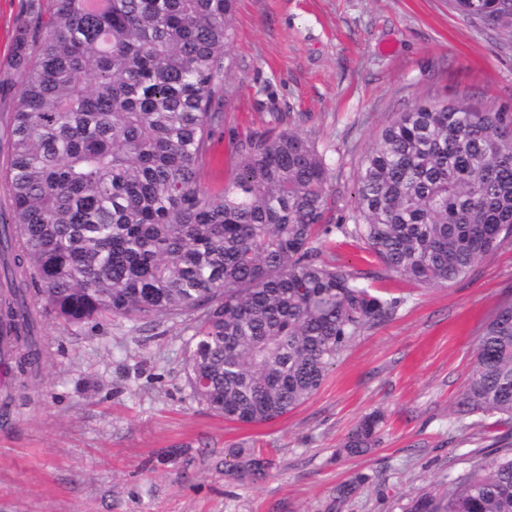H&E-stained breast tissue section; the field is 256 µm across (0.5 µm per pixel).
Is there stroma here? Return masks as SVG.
<instances>
[{"label":"stroma","mask_w":512,"mask_h":512,"mask_svg":"<svg viewBox=\"0 0 512 512\" xmlns=\"http://www.w3.org/2000/svg\"><path fill=\"white\" fill-rule=\"evenodd\" d=\"M231 24L224 129L200 176L211 191L224 187L230 134L270 126L254 106L268 83L283 127L326 149L342 224L362 157L399 112L463 97L512 110V35L451 0H238ZM324 258L373 274L401 304L310 399L267 423L227 421L193 400L184 317L70 329L46 316L50 356L0 415V512H404L512 446V424L457 413L480 329L512 300V240L448 286L408 282L340 235ZM375 411L378 445L347 455V435ZM239 450L273 460L265 480L225 475Z\"/></svg>","instance_id":"obj_1"}]
</instances>
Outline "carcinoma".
<instances>
[{"instance_id":"1","label":"carcinoma","mask_w":512,"mask_h":512,"mask_svg":"<svg viewBox=\"0 0 512 512\" xmlns=\"http://www.w3.org/2000/svg\"><path fill=\"white\" fill-rule=\"evenodd\" d=\"M512 35V0H453ZM235 0H30L11 69L23 82L0 160V347L8 409L48 358L46 310L71 326L192 317L185 374L226 420L279 418L313 396L365 329L400 305L323 259L364 242L416 284L447 286L512 238V112L420 103L381 131L354 181L351 224L327 218L335 169L292 130L236 139L224 190L201 186L233 64ZM260 106L279 112L272 85ZM462 413L512 421V302L483 325ZM366 415L344 449L379 440ZM270 461L236 454L256 483ZM406 512H512V448L419 494Z\"/></svg>"}]
</instances>
